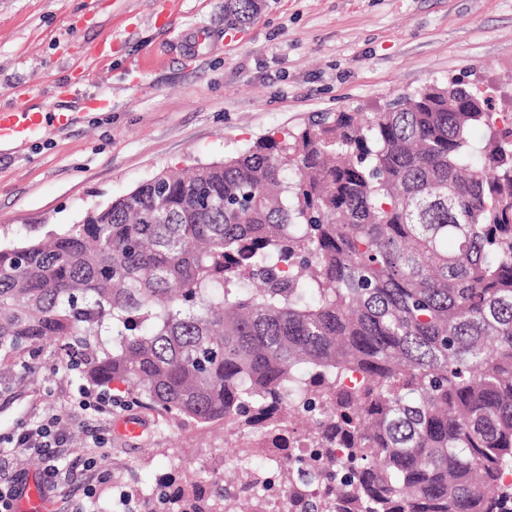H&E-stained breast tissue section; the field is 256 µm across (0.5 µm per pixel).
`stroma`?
<instances>
[{"instance_id":"1","label":"stroma","mask_w":512,"mask_h":512,"mask_svg":"<svg viewBox=\"0 0 512 512\" xmlns=\"http://www.w3.org/2000/svg\"><path fill=\"white\" fill-rule=\"evenodd\" d=\"M453 79L512 115V0H263L240 27L225 26L224 0H0V108L79 115L0 145V243L43 237L160 172L223 161L321 113L370 114ZM102 93L111 111H88ZM60 357L50 342L26 373L0 377V434L48 413L67 421L49 512H81L91 488L98 512H139L140 494L203 469L229 438L151 415L141 438L116 437L138 406L81 410L83 380Z\"/></svg>"}]
</instances>
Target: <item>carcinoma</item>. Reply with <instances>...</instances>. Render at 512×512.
<instances>
[{"mask_svg":"<svg viewBox=\"0 0 512 512\" xmlns=\"http://www.w3.org/2000/svg\"><path fill=\"white\" fill-rule=\"evenodd\" d=\"M259 0H224L240 25ZM490 130L488 164L469 153ZM431 83L0 246V374L49 340L114 403L262 433L286 512H512V125ZM163 512H264L259 468Z\"/></svg>","mask_w":512,"mask_h":512,"instance_id":"1","label":"carcinoma"}]
</instances>
